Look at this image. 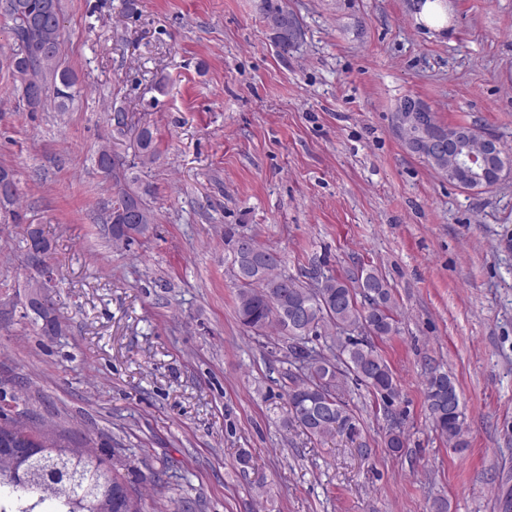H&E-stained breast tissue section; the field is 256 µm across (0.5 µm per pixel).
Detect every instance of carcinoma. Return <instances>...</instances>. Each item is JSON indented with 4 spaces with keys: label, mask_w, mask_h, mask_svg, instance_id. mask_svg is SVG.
Wrapping results in <instances>:
<instances>
[{
    "label": "carcinoma",
    "mask_w": 512,
    "mask_h": 512,
    "mask_svg": "<svg viewBox=\"0 0 512 512\" xmlns=\"http://www.w3.org/2000/svg\"><path fill=\"white\" fill-rule=\"evenodd\" d=\"M0 11L12 22L17 46L12 64L22 96L33 109L49 102L63 108L74 97L75 75L62 66V27L59 0H0ZM259 11L270 32L287 14L279 0H260ZM138 159L143 166L160 156L153 132L143 128L137 136ZM147 186L119 189L106 217L112 242L127 244L144 235L155 216L145 196ZM17 188L11 169L0 166V212L20 219L15 209ZM262 272L235 278L236 311L243 327L260 334L275 327L288 339L292 363L300 371L286 390L288 421L308 437L346 434L352 441L362 437L359 417L341 396L344 377L356 379L385 399L399 393L393 372L379 354L372 338L396 334L392 294L387 283L363 266L343 275L321 274L315 284L304 283L281 271L279 253L251 240ZM321 327L345 336L338 354L330 357L308 347L309 337ZM426 401L433 427L461 452L463 415L454 377L435 369L429 373ZM47 446L42 460L30 472L5 480L11 464L0 460V512H106L98 499L104 490L102 460L82 448H68L44 434ZM112 483L125 488L131 512H141L137 490L128 486L117 467Z\"/></svg>",
    "instance_id": "cac0c4a2"
}]
</instances>
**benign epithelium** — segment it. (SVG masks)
Instances as JSON below:
<instances>
[{"label":"benign epithelium","mask_w":512,"mask_h":512,"mask_svg":"<svg viewBox=\"0 0 512 512\" xmlns=\"http://www.w3.org/2000/svg\"><path fill=\"white\" fill-rule=\"evenodd\" d=\"M395 126L403 131L413 132V138L406 142L407 148L423 158L446 156L452 159V166L441 173L450 180L465 179L473 190H488L495 183L487 179V171H496L503 179L512 174V164L501 154L498 140L486 133H477L469 125L455 127L454 133L442 132L432 119V112L421 99L407 96L400 100L394 113ZM18 407L9 396L0 393V455L12 457L19 469H24L27 456L35 448L22 437L14 434L8 424Z\"/></svg>","instance_id":"7a95c632"}]
</instances>
